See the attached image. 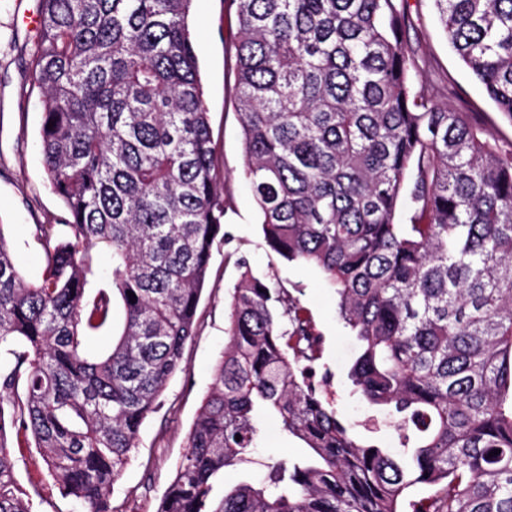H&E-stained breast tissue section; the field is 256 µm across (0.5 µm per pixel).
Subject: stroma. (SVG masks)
Segmentation results:
<instances>
[{
	"label": "stroma",
	"instance_id": "stroma-1",
	"mask_svg": "<svg viewBox=\"0 0 512 512\" xmlns=\"http://www.w3.org/2000/svg\"><path fill=\"white\" fill-rule=\"evenodd\" d=\"M40 0H0V235L15 256L25 280H39L46 253L34 235L38 224L54 225L63 233L68 213L51 189L45 173L40 129L42 93L32 69L36 31L26 22L38 12ZM411 25L409 49L429 60L415 71V83L448 85L450 104L491 129L501 144L512 143V121L496 109L485 89L467 73L452 51L431 0H408ZM235 9L229 0H194L191 28L209 112L217 185L224 191L226 241L215 242L208 276L197 309V334L184 350V370L165 391L162 407L143 424L112 498L123 512H156L187 450V435L201 400L212 382L216 361L227 341L229 294L240 270L237 258L247 260L253 273L277 281L304 307L316 333L324 338L321 363L326 371L320 384L324 394L352 425L354 432L389 450L398 440L387 416L353 395L349 368L358 342L336 316V293L313 268L281 259L265 242L249 182L236 86V57L231 42ZM248 460L217 479L212 497L221 500L224 488L240 481L260 482L267 466L293 461L303 450L299 441L282 434L267 417ZM9 450L15 463L17 486L32 502V512H76L61 495L29 435L11 432Z\"/></svg>",
	"mask_w": 512,
	"mask_h": 512
}]
</instances>
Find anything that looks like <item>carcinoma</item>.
<instances>
[{
	"instance_id": "cac0c4a2",
	"label": "carcinoma",
	"mask_w": 512,
	"mask_h": 512,
	"mask_svg": "<svg viewBox=\"0 0 512 512\" xmlns=\"http://www.w3.org/2000/svg\"><path fill=\"white\" fill-rule=\"evenodd\" d=\"M40 2L42 148L71 223L53 246L54 225H35L47 244L35 282L0 230V512H32L11 426L30 432L81 512H120L114 485L195 335L224 193L193 0ZM404 2L233 0L245 177L264 238L335 290L359 342L353 389L388 411L404 454L343 422L308 378L323 338L240 258L224 353L157 512H512V145L411 80ZM432 2L512 120V0ZM99 251L112 291L92 293ZM116 298L122 331L89 359L83 345ZM20 383L24 397L5 398ZM259 410L307 455L214 508L213 481L247 461Z\"/></svg>"
}]
</instances>
